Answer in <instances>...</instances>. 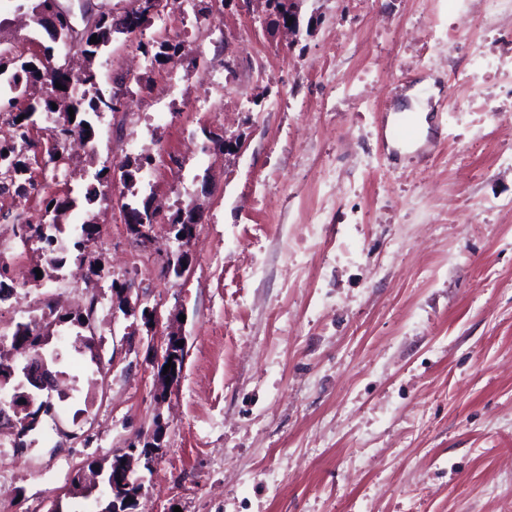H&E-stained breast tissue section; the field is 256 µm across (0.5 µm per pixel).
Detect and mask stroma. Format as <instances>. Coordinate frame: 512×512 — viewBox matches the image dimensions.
<instances>
[{
  "label": "stroma",
  "instance_id": "obj_1",
  "mask_svg": "<svg viewBox=\"0 0 512 512\" xmlns=\"http://www.w3.org/2000/svg\"><path fill=\"white\" fill-rule=\"evenodd\" d=\"M37 2L0 0V55L54 46L107 99L127 71L142 79L93 118L97 155L31 161L29 189L0 193L2 235L47 197L76 201L64 240L94 227L57 277L33 285L34 243L11 269L28 287L0 366H24L8 339L51 303L92 314L99 351L40 323L69 398L42 420L50 442L22 449L0 427V512H104L107 486L77 497L74 475L153 440L136 512H512V0L483 24L485 0H296L293 28L267 0L216 2L167 111L171 66L144 50L183 28L178 4L90 64L51 41ZM226 65L234 95L198 103ZM419 110L426 134L385 139ZM138 155L154 159L147 189L120 181ZM129 200L154 215L148 239L124 222ZM115 282L160 322L124 316ZM171 335L187 355L163 391Z\"/></svg>",
  "mask_w": 512,
  "mask_h": 512
}]
</instances>
